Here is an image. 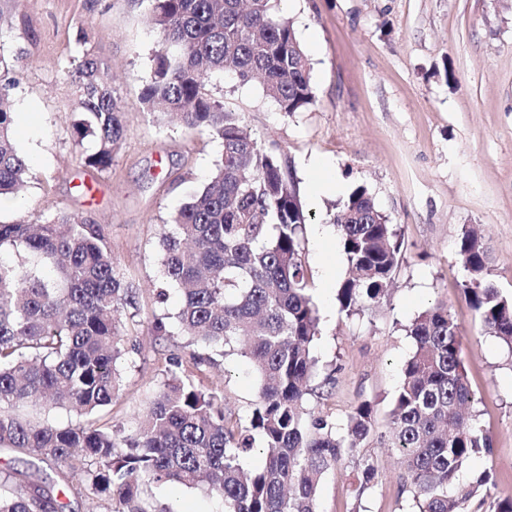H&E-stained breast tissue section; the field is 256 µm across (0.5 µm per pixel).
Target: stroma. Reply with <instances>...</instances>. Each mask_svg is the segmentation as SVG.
I'll return each mask as SVG.
<instances>
[{
	"label": "stroma",
	"instance_id": "obj_1",
	"mask_svg": "<svg viewBox=\"0 0 512 512\" xmlns=\"http://www.w3.org/2000/svg\"><path fill=\"white\" fill-rule=\"evenodd\" d=\"M275 9L292 21L308 55L314 105L288 116L259 82L229 77L211 90L267 150L289 161L309 216L301 255L321 316L315 354L334 385L328 395H309L308 407L342 425L367 400L384 428L412 351L409 324L427 307L447 305L473 412L493 442L491 454L474 456L469 467L491 470L499 492L512 493V347L483 331L460 287L456 256L462 229H478L492 278L512 296V0H278ZM146 11L145 0H0L14 109L31 115L14 127L15 146L29 162L26 183L0 224L65 213L106 225L112 255L138 293L140 314L124 332L139 350L122 361L123 389L94 421L128 432L161 384L157 351L182 342L150 330L161 235L170 214L208 181L221 150L208 134L141 107L139 78L159 43ZM86 50L107 63L127 105L125 137L105 171L83 165L72 137L80 115L65 72ZM314 159L330 163L337 188L316 184L307 170ZM360 184L397 225L403 245L387 301L349 315L335 299L346 262L327 211ZM317 227L325 230L319 241ZM208 384L223 389L228 413L247 416L258 379L243 358H220ZM360 453L380 473L362 512H417L394 449L371 437ZM356 475L347 456L323 477L320 512H351ZM152 493L172 512H222L196 489L162 485Z\"/></svg>",
	"mask_w": 512,
	"mask_h": 512
}]
</instances>
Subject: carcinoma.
<instances>
[{"label": "carcinoma", "instance_id": "1", "mask_svg": "<svg viewBox=\"0 0 512 512\" xmlns=\"http://www.w3.org/2000/svg\"><path fill=\"white\" fill-rule=\"evenodd\" d=\"M274 0H148V22L159 35L139 102L173 114L181 126L220 141L209 182L167 222L161 236L164 274L182 292L176 312L156 289L157 336H180L204 353L161 360L158 396L135 431L120 435L91 423L65 428L18 413L23 407H67L91 417L118 397L117 363L135 350L123 315H139L136 291L124 281L103 225L56 213L38 223L0 224V449L33 453L57 466L89 460L76 494L108 501V512H167L146 493L150 485L201 489L224 512H318L320 482L344 456L364 447L374 429L373 407L360 404L347 433L307 409L319 360V311L300 259L307 214L290 166L267 151L238 112L209 89L216 74L241 83L261 79L264 92L291 116L314 103L308 59L292 23ZM67 76L77 85L73 126L82 157L99 171L125 135L124 104L114 94L108 66L83 52ZM16 80L0 84V194L23 186L27 159L12 138ZM348 277L336 291L340 311L380 306L389 294L402 242L395 225L363 185L331 207ZM461 282L484 330L512 345V297L490 278V250L473 230L457 240ZM50 265L53 279L39 266ZM415 343L401 369L389 415L387 441L399 456L403 488L419 512H467L475 497L489 512H512V495H497L493 474L458 482L468 461L492 448L469 412L475 397L462 359L461 337L448 308L423 311L409 326ZM246 359L259 377L247 419L224 412V392L203 385L216 357ZM264 449L247 474L241 458ZM355 500L378 478L374 463L358 459ZM54 487L39 471L14 470L0 479V512H63Z\"/></svg>", "mask_w": 512, "mask_h": 512}]
</instances>
